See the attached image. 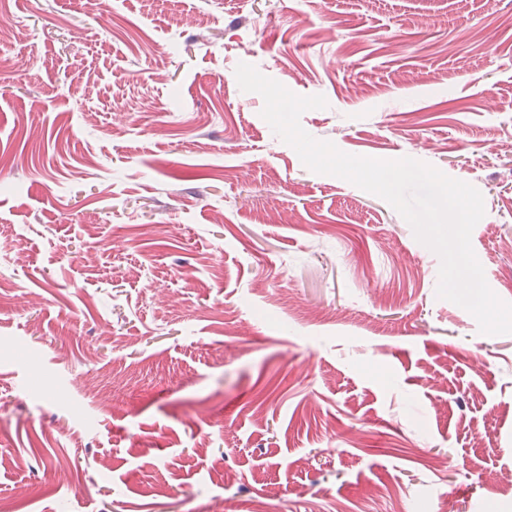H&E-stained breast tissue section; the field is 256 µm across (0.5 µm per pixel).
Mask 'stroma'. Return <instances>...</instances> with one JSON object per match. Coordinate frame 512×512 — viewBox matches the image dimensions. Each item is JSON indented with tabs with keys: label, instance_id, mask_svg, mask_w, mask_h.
Instances as JSON below:
<instances>
[{
	"label": "stroma",
	"instance_id": "1",
	"mask_svg": "<svg viewBox=\"0 0 512 512\" xmlns=\"http://www.w3.org/2000/svg\"><path fill=\"white\" fill-rule=\"evenodd\" d=\"M0 505L512 512V334L312 137L467 182L512 302V0H0ZM444 460L433 467V458Z\"/></svg>",
	"mask_w": 512,
	"mask_h": 512
}]
</instances>
